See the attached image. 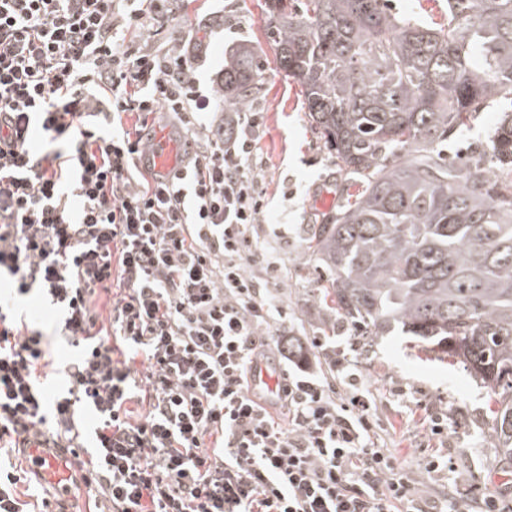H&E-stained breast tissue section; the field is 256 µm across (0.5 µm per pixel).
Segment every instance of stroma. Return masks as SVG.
<instances>
[{
  "label": "stroma",
  "instance_id": "obj_1",
  "mask_svg": "<svg viewBox=\"0 0 512 512\" xmlns=\"http://www.w3.org/2000/svg\"><path fill=\"white\" fill-rule=\"evenodd\" d=\"M261 0H184L187 25L209 31L207 60L200 70L212 84L224 68V51L252 42L265 60L262 94L250 111L259 113L255 130V173L266 191L263 215L251 229L254 239L276 252L280 272L273 294L283 316L281 334L305 343L321 366L336 360L351 365L372 394L379 443L397 464L412 472L419 492L478 503L496 494L504 512H512V467L498 454L492 429L496 404L457 359H438L404 336L366 341L340 314L317 298L327 274L306 249V229L323 224L343 202L350 182L337 169L305 113L299 88L276 68L263 32ZM17 310L42 329L55 363L75 354L58 336L56 315L33 294L17 298ZM432 411L448 416V434L428 437L424 422ZM448 457L454 469L426 473L427 456ZM18 490L33 501H47L49 512H93L96 500L76 492L74 500L54 501L48 486L28 476Z\"/></svg>",
  "mask_w": 512,
  "mask_h": 512
}]
</instances>
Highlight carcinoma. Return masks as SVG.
Returning <instances> with one entry per match:
<instances>
[{"instance_id": "obj_1", "label": "carcinoma", "mask_w": 512, "mask_h": 512, "mask_svg": "<svg viewBox=\"0 0 512 512\" xmlns=\"http://www.w3.org/2000/svg\"><path fill=\"white\" fill-rule=\"evenodd\" d=\"M278 69L361 190L307 250L328 270L319 299L368 336L397 332L457 357L495 397L512 460V110L464 160L448 141L492 100L512 102V0H448V23L389 0H264ZM248 43L224 61V111L261 91Z\"/></svg>"}]
</instances>
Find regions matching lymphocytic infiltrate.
Returning <instances> with one entry per match:
<instances>
[{
	"label": "lymphocytic infiltrate",
	"mask_w": 512,
	"mask_h": 512,
	"mask_svg": "<svg viewBox=\"0 0 512 512\" xmlns=\"http://www.w3.org/2000/svg\"><path fill=\"white\" fill-rule=\"evenodd\" d=\"M178 2L0 0V267L78 349L49 394L42 332L0 302V449L91 438L88 476L111 512H465L419 494L380 446L356 372L271 339L282 311L249 271L260 117H224L202 87ZM158 112L196 147L147 177L122 120ZM271 346L288 369L262 395L250 375Z\"/></svg>",
	"instance_id": "obj_1"
}]
</instances>
